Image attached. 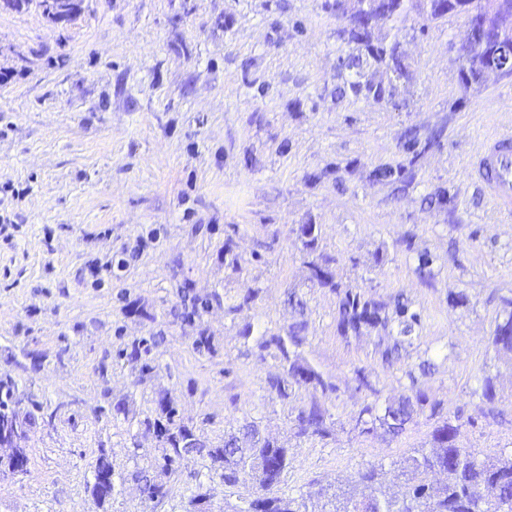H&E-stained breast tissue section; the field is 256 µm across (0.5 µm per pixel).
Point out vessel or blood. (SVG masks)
Wrapping results in <instances>:
<instances>
[{
  "label": "vessel or blood",
  "mask_w": 512,
  "mask_h": 512,
  "mask_svg": "<svg viewBox=\"0 0 512 512\" xmlns=\"http://www.w3.org/2000/svg\"><path fill=\"white\" fill-rule=\"evenodd\" d=\"M471 170L495 207L512 214V131L491 135L475 154Z\"/></svg>",
  "instance_id": "vessel-or-blood-1"
}]
</instances>
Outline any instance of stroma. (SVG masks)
<instances>
[{
  "instance_id": "35a3bbf8",
  "label": "stroma",
  "mask_w": 512,
  "mask_h": 512,
  "mask_svg": "<svg viewBox=\"0 0 512 512\" xmlns=\"http://www.w3.org/2000/svg\"><path fill=\"white\" fill-rule=\"evenodd\" d=\"M324 0H83L56 23L39 0H0V380L18 385L36 427L22 446L26 472L4 466L0 512H224L232 496L208 456L175 465L167 495L151 502L139 472L161 450L144 426L162 397L210 445L243 419L287 443L290 493L346 486L368 464L394 477L430 445L439 420L458 416L464 444L495 457L512 449V357L491 345L512 299V215L471 182L467 166L495 132L512 130V75L464 89L457 47L463 17L427 19L408 0L394 21L370 27L398 43L409 76L364 66L383 83L375 103L343 92L340 62L356 47ZM441 130L411 158L407 133ZM412 165L409 187L377 181L380 166ZM443 192L448 205L428 203ZM318 227L336 280L377 302L403 294L422 315L398 360L382 357V329L342 336L337 292L311 278L296 229ZM232 243L239 268L224 262ZM435 258L420 276L418 255ZM382 263H375V256ZM258 291L248 305L247 289ZM307 303L303 355L332 391L268 392L282 370L241 332L273 335ZM466 293L465 305L453 304ZM219 295L203 322L211 353L193 348L183 296ZM239 304L237 313L226 306ZM154 337L144 361L133 343ZM153 370L141 376L142 362ZM429 371H422L423 362ZM491 377L496 418L478 413ZM367 386H360V379ZM418 381L437 405L398 437L362 434L351 419L374 400L395 402ZM329 436H294L290 419L311 399ZM112 453L114 489L98 499L94 467ZM210 496L196 508L189 490Z\"/></svg>"
}]
</instances>
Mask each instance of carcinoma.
Segmentation results:
<instances>
[{"label":"carcinoma","mask_w":512,"mask_h":512,"mask_svg":"<svg viewBox=\"0 0 512 512\" xmlns=\"http://www.w3.org/2000/svg\"><path fill=\"white\" fill-rule=\"evenodd\" d=\"M406 0H358L374 20L391 21L404 9ZM420 7L431 20L452 13L451 0H421ZM495 16L502 26L503 35L512 39V0H496ZM349 40L358 45V53L344 59V69L354 72L355 79L347 81L348 89L356 96L375 102L385 97V89L380 84L362 82L361 70L375 63L383 65L395 77L406 74V65L397 52L396 44L381 40L373 42L366 31L352 30ZM486 55L479 54L468 64L467 70L460 73L465 88L484 83ZM439 135L432 134L419 142L415 137L404 143L407 152L418 156L420 150L430 149L438 144ZM373 177L381 181L399 182L408 187L413 181V171L403 165L385 166L374 171ZM302 250L311 255L317 251L318 230L314 224H300L296 229ZM335 258L319 255L309 262L312 278L323 287L339 288L334 281L331 265ZM288 302L295 307L302 320L287 327L282 335L252 337L250 329H245L242 337L254 340L259 351L271 348L278 352L282 372L268 381L270 392L281 399L289 396V389L298 384L309 385L323 391L332 388L322 374L303 356L301 348L307 341V322L303 320L307 310L306 301L296 293L288 294ZM210 300L191 299V311L184 313L183 320L192 326L195 319L209 307ZM338 328L342 335H357L364 327L390 326L395 322L398 335L387 337V345L382 353L387 362L399 356L404 344L411 341L412 335L421 327V314L411 309V304L400 294L389 303H377L365 298L357 286L346 288L337 306ZM492 346L505 353H512V299L504 302L499 321L491 339ZM411 395L397 403H388L380 409L374 403L365 404L353 417L354 429L361 434H369L382 428L386 434L401 435L414 417L424 412L429 397L417 384L413 374ZM484 405L481 413L490 417L496 411V392L491 378L486 377L478 393ZM21 400L15 396V384L0 380V429L5 426L25 430L34 425L31 416L20 417ZM159 417L143 421L154 429L163 448L161 473L171 471L173 463L184 454L196 451L207 452L214 470L221 471L224 488H235L240 478L250 476L255 482V495L246 506L235 507L231 512H310L307 500L315 497L322 501L320 512H512V454L484 460L478 459V451L467 448L463 443L462 425L448 417L432 432V447L421 448L416 455L409 457L398 475L404 477V492L400 495L389 493L380 481L382 466L371 465L356 473L353 483L362 485L368 493L358 497L351 488L338 487L334 491L320 488L315 492L290 495L281 488L288 472L290 457L288 447L262 437L252 422H244L236 430L224 432V443L220 448H207L194 427L177 419L173 401L163 398L158 402ZM327 411L315 400L303 408L295 418L297 435L303 438L324 437L329 434ZM444 472L448 480L433 483L429 476ZM142 492L151 501H158L167 494L164 484L147 475L142 476ZM95 483L105 484L113 489L112 463L103 455L95 468Z\"/></svg>","instance_id":"1"}]
</instances>
